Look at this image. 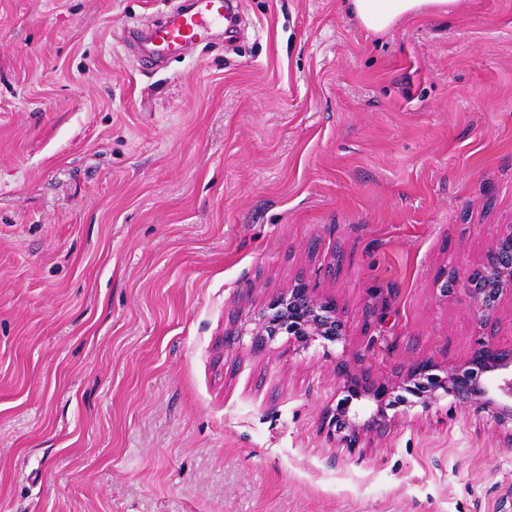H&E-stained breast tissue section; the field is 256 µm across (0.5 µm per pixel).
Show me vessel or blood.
<instances>
[{
	"label": "vessel or blood",
	"mask_w": 512,
	"mask_h": 512,
	"mask_svg": "<svg viewBox=\"0 0 512 512\" xmlns=\"http://www.w3.org/2000/svg\"><path fill=\"white\" fill-rule=\"evenodd\" d=\"M224 9L225 0H193L191 7L167 15L149 32L152 55L162 60L207 40L215 29L223 27Z\"/></svg>",
	"instance_id": "1"
}]
</instances>
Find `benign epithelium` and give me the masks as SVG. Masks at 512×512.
I'll return each instance as SVG.
<instances>
[{
    "label": "benign epithelium",
    "mask_w": 512,
    "mask_h": 512,
    "mask_svg": "<svg viewBox=\"0 0 512 512\" xmlns=\"http://www.w3.org/2000/svg\"><path fill=\"white\" fill-rule=\"evenodd\" d=\"M465 294L469 310L487 327L492 324L502 301L512 298V229L500 235L484 257L463 278L451 274L442 280L440 291ZM286 333L300 346L314 341L347 340L342 311L336 301L318 296L313 289L296 284L275 295L253 316L236 323L231 336H249L261 346ZM342 378L336 408L325 412L324 422L336 440L355 448L387 427L386 409L402 403L393 394L403 389L417 396L427 408L442 397L487 413L497 428L512 442V349L499 347L490 336L475 338L471 354L458 362L440 365L432 359L410 364L392 378H377L347 362L336 364Z\"/></svg>",
    "instance_id": "7a95c632"
}]
</instances>
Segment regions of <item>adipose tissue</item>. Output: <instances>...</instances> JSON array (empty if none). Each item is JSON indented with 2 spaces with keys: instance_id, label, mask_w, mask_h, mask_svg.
Wrapping results in <instances>:
<instances>
[{
  "instance_id": "1",
  "label": "adipose tissue",
  "mask_w": 512,
  "mask_h": 512,
  "mask_svg": "<svg viewBox=\"0 0 512 512\" xmlns=\"http://www.w3.org/2000/svg\"><path fill=\"white\" fill-rule=\"evenodd\" d=\"M458 3L459 0H346L357 21L377 34L425 10L441 17L451 15Z\"/></svg>"
}]
</instances>
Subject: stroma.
<instances>
[{
	"label": "stroma",
	"instance_id": "1",
	"mask_svg": "<svg viewBox=\"0 0 512 512\" xmlns=\"http://www.w3.org/2000/svg\"><path fill=\"white\" fill-rule=\"evenodd\" d=\"M177 0H0V512H512V443L443 399L356 448L322 424L485 332L440 291L512 228V0L374 35L236 0L162 68ZM344 343L226 341L294 284Z\"/></svg>",
	"mask_w": 512,
	"mask_h": 512
}]
</instances>
